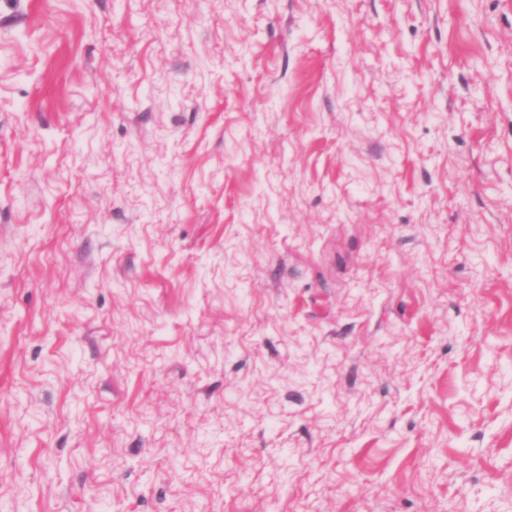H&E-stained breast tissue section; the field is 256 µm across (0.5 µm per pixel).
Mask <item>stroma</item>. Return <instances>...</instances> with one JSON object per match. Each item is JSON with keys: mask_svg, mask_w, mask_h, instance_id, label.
Listing matches in <instances>:
<instances>
[{"mask_svg": "<svg viewBox=\"0 0 512 512\" xmlns=\"http://www.w3.org/2000/svg\"><path fill=\"white\" fill-rule=\"evenodd\" d=\"M0 512H512V0H0Z\"/></svg>", "mask_w": 512, "mask_h": 512, "instance_id": "35a3bbf8", "label": "stroma"}]
</instances>
